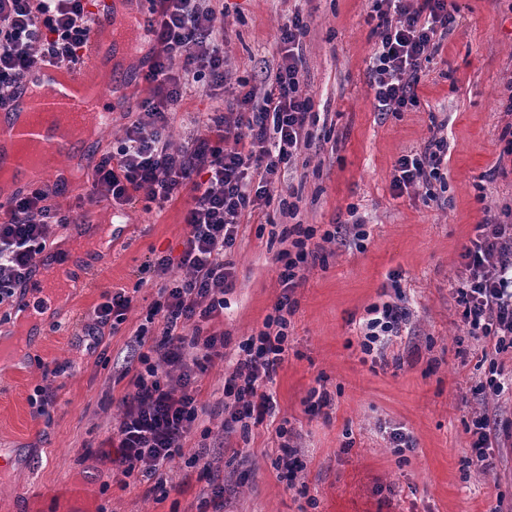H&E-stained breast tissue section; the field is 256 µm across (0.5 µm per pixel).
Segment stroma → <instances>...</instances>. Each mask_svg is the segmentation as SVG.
Returning <instances> with one entry per match:
<instances>
[{"label": "stroma", "instance_id": "1", "mask_svg": "<svg viewBox=\"0 0 512 512\" xmlns=\"http://www.w3.org/2000/svg\"><path fill=\"white\" fill-rule=\"evenodd\" d=\"M224 90L199 89L175 114L165 137L178 150L211 113L228 112L241 89L264 95L279 60L277 37L293 14L307 19L302 40L304 94L320 120L309 149L282 168L270 187L274 205L244 217L235 246L226 309L210 321L223 331L222 356L197 374L202 412L191 438L205 454L197 464L173 459L153 475L124 476L104 456L116 437L121 398L130 392L134 332L157 300L162 281L143 274L150 260L179 255L187 232L190 191L165 205L139 200L124 210L89 203L90 179L62 183L52 201L67 226L57 228L37 273L67 251L89 226L114 231L81 267L98 273L95 287L74 283L70 315L48 312L19 360L0 367V512H214L210 487H224L223 512H512V394L485 387L491 367L512 378V348L488 360L469 336L456 299L460 254L477 225L512 208V156L501 134L512 125L503 104L512 82V0H456V27L419 74L418 102L401 112L376 109L369 70L377 47L370 0H228ZM141 65L114 74L116 122L84 152L86 170L119 146L151 88ZM448 143L446 188L437 199L391 186L397 159L421 150L432 132ZM298 206L297 219L324 231L348 222L356 206L367 238L343 235L295 289L288 350L268 382L275 411L262 425L224 428V382L238 346L263 326L283 293L273 225L278 200ZM123 288L135 302L126 321L98 348L82 327L105 292ZM403 292L410 317L381 357L361 353L359 322L372 304ZM55 392L49 416L36 415V389ZM327 394L321 412L307 410L311 391ZM488 415L495 430L489 466H465L472 422ZM286 427L304 468L288 483L275 466ZM407 442L394 447L390 435ZM56 486L36 496L35 481Z\"/></svg>", "mask_w": 512, "mask_h": 512}]
</instances>
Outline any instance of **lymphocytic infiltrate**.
Wrapping results in <instances>:
<instances>
[{
	"instance_id": "lymphocytic-infiltrate-1",
	"label": "lymphocytic infiltrate",
	"mask_w": 512,
	"mask_h": 512,
	"mask_svg": "<svg viewBox=\"0 0 512 512\" xmlns=\"http://www.w3.org/2000/svg\"><path fill=\"white\" fill-rule=\"evenodd\" d=\"M150 2L152 48L143 79L151 95L142 100L141 114L122 144L96 164L90 198L120 208L141 197L172 202L186 189L192 197L183 250L175 261L186 276L160 287L135 331L140 367L132 376L133 392L121 399L115 455L127 476L137 470L155 474L184 455L200 459L185 451L199 417L196 371L224 347L223 332H207L202 325L224 309L233 279L225 254L236 243L242 218L275 204L291 223L277 235L283 244L277 254L283 293L262 329L241 345L242 356L224 382L228 428L258 425L272 414L274 399L261 383L271 379L287 351L288 318L296 307L292 294L322 243L336 237L297 223V205L275 201L269 192L281 166L309 148L317 121L311 98L300 92L307 22L296 14L281 28L280 62L263 98L251 91L238 95L235 112L209 116L203 135L174 151L164 132L184 99L201 84L211 90L224 86V12L213 0ZM372 11L379 38L371 67L376 108L400 112L416 104L422 66L437 51L438 36L454 28L459 7L455 0H374ZM89 32L87 0H0V110L19 94L34 65L73 69L82 63ZM447 150L446 140L433 136L422 152L401 155L393 189L413 187L434 198ZM67 222L50 190L36 187L14 195L0 222V304L25 290L54 227ZM460 258L466 272L457 289L464 327L474 339L492 343L495 352L512 348V209L503 220L478 225ZM132 301L122 289L105 293L87 335L102 342L106 331L125 322ZM408 317L407 307L396 301L371 305L358 342L361 353H380ZM157 321L163 325L159 343L149 331ZM190 323L195 329L188 336L184 328Z\"/></svg>"
}]
</instances>
